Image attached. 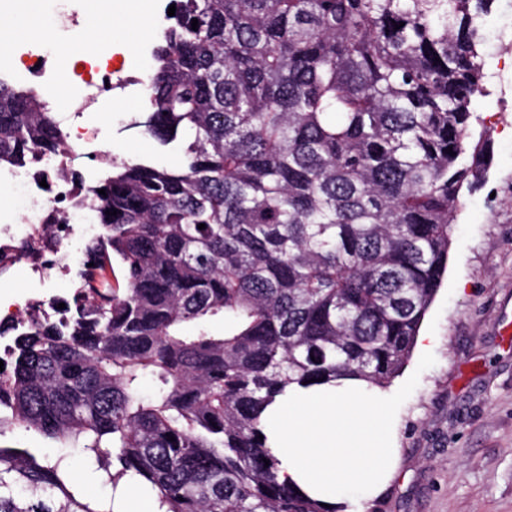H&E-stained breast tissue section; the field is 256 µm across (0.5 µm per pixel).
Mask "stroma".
I'll return each mask as SVG.
<instances>
[{
  "label": "stroma",
  "instance_id": "obj_1",
  "mask_svg": "<svg viewBox=\"0 0 512 512\" xmlns=\"http://www.w3.org/2000/svg\"><path fill=\"white\" fill-rule=\"evenodd\" d=\"M167 2L112 0L113 44L129 53L154 42L153 28L136 32L129 15ZM495 94L485 86L473 103L493 158L451 226L447 271L420 328L435 342L414 349L383 391L400 459L379 512H512V341L501 323L512 309V112L487 111ZM146 117L144 97L126 100L106 138L72 154V169L103 171L105 153L175 166V154L143 134Z\"/></svg>",
  "mask_w": 512,
  "mask_h": 512
}]
</instances>
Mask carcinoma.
<instances>
[{
    "label": "carcinoma",
    "mask_w": 512,
    "mask_h": 512,
    "mask_svg": "<svg viewBox=\"0 0 512 512\" xmlns=\"http://www.w3.org/2000/svg\"><path fill=\"white\" fill-rule=\"evenodd\" d=\"M172 3L142 127L178 164L113 159L78 192L100 232L64 320L13 328L0 436L75 444L156 512H338L281 479L262 417L291 385L385 388L408 360L492 159L470 109L491 0ZM64 149L37 91L0 78V165ZM114 500L83 498L61 456L0 447V512Z\"/></svg>",
    "instance_id": "1"
}]
</instances>
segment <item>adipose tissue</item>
I'll return each mask as SVG.
<instances>
[{"instance_id":"1","label":"adipose tissue","mask_w":512,"mask_h":512,"mask_svg":"<svg viewBox=\"0 0 512 512\" xmlns=\"http://www.w3.org/2000/svg\"><path fill=\"white\" fill-rule=\"evenodd\" d=\"M43 0H15L0 20V40L53 39ZM266 432L284 476L309 497L340 506L354 485L381 495L396 471V416L363 382L288 388L268 409Z\"/></svg>"}]
</instances>
